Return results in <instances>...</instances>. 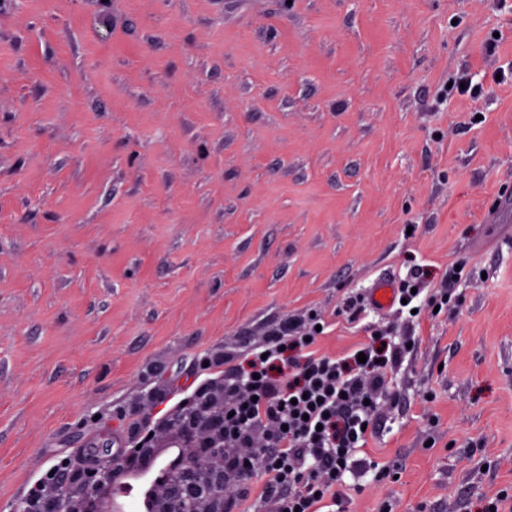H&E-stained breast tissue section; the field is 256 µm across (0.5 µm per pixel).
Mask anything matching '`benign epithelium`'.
<instances>
[{
	"instance_id": "benign-epithelium-1",
	"label": "benign epithelium",
	"mask_w": 512,
	"mask_h": 512,
	"mask_svg": "<svg viewBox=\"0 0 512 512\" xmlns=\"http://www.w3.org/2000/svg\"><path fill=\"white\" fill-rule=\"evenodd\" d=\"M173 458L158 470L145 490L143 512H224L233 486L224 469V448L234 437L224 433V382L207 385L162 424ZM154 438L121 457L77 463L48 483L47 512H122L116 479L127 462L150 463Z\"/></svg>"
}]
</instances>
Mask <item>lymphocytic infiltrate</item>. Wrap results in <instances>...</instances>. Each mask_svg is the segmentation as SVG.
<instances>
[{"label": "lymphocytic infiltrate", "instance_id": "1", "mask_svg": "<svg viewBox=\"0 0 512 512\" xmlns=\"http://www.w3.org/2000/svg\"><path fill=\"white\" fill-rule=\"evenodd\" d=\"M286 347L296 349L298 359L292 375L277 381L264 361L278 359ZM360 350L342 360L318 353L291 324L268 336L264 357L252 361L253 399L233 404L224 428L240 442L249 439L256 424L272 432L271 443L257 451L267 479L253 495L274 503L275 512H318L320 505H338L349 460L375 426L377 406L369 402V390L384 386L387 368L399 361L395 354L379 361L369 343ZM253 495L242 492L227 503L226 512H249Z\"/></svg>", "mask_w": 512, "mask_h": 512}]
</instances>
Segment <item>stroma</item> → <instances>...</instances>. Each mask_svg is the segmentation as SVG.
Returning <instances> with one entry per match:
<instances>
[{
    "instance_id": "1",
    "label": "stroma",
    "mask_w": 512,
    "mask_h": 512,
    "mask_svg": "<svg viewBox=\"0 0 512 512\" xmlns=\"http://www.w3.org/2000/svg\"><path fill=\"white\" fill-rule=\"evenodd\" d=\"M511 64L512 0H0V512L290 321L402 349L339 512L512 495Z\"/></svg>"
}]
</instances>
